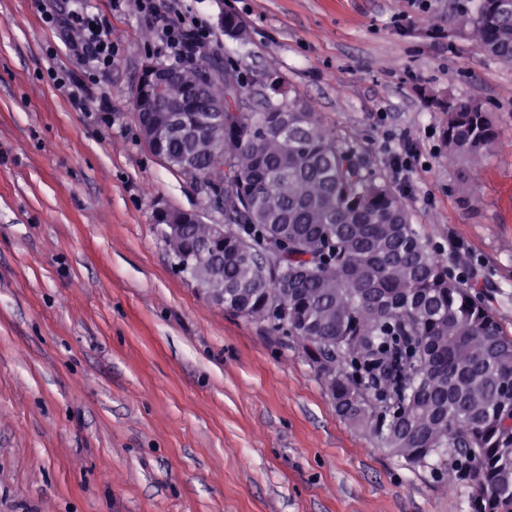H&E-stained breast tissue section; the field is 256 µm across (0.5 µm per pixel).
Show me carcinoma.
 Returning a JSON list of instances; mask_svg holds the SVG:
<instances>
[{
    "label": "carcinoma",
    "instance_id": "1",
    "mask_svg": "<svg viewBox=\"0 0 512 512\" xmlns=\"http://www.w3.org/2000/svg\"><path fill=\"white\" fill-rule=\"evenodd\" d=\"M478 49L512 63V0H476L456 16ZM224 32L246 30L226 14ZM156 104L152 152L224 187V245L185 224L171 247L193 278L206 251L224 279V310L297 341L337 414L411 468L467 489L468 512H512V336L497 310L448 268L412 223L400 191L366 169L315 107L279 81L260 112L233 61L190 59ZM216 105L223 106L219 112ZM448 163L472 170L499 144L479 101L437 102ZM217 134L193 148L184 132Z\"/></svg>",
    "mask_w": 512,
    "mask_h": 512
}]
</instances>
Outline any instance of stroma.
Returning a JSON list of instances; mask_svg holds the SVG:
<instances>
[{"mask_svg":"<svg viewBox=\"0 0 512 512\" xmlns=\"http://www.w3.org/2000/svg\"><path fill=\"white\" fill-rule=\"evenodd\" d=\"M467 0H186L204 46L260 83L281 77L370 169L418 142L408 205L435 245L461 242L512 336V151L495 149L461 202L442 114L472 98L512 140V64L481 53L453 17ZM0 0V512H464V496L405 466L336 412L295 341L224 311L179 273L155 220L210 207L199 180L139 135L133 97L174 14L89 0L118 63L74 110L47 76L75 67L43 9ZM232 12L248 37L225 34Z\"/></svg>","mask_w":512,"mask_h":512,"instance_id":"stroma-1","label":"stroma"}]
</instances>
